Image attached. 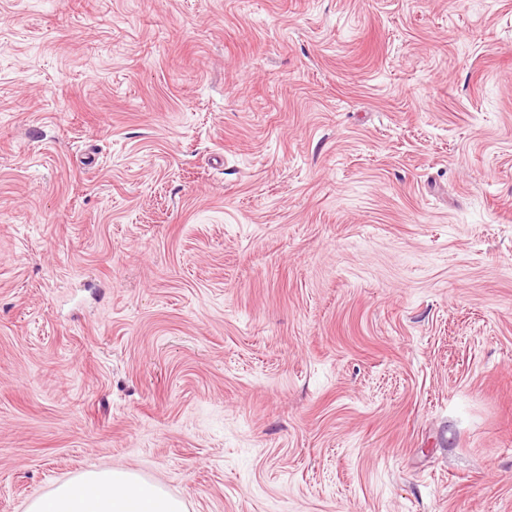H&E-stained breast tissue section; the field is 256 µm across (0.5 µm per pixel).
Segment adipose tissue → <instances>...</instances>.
<instances>
[{"instance_id": "adipose-tissue-1", "label": "adipose tissue", "mask_w": 512, "mask_h": 512, "mask_svg": "<svg viewBox=\"0 0 512 512\" xmlns=\"http://www.w3.org/2000/svg\"><path fill=\"white\" fill-rule=\"evenodd\" d=\"M27 512H186V506L136 473L102 468L58 485Z\"/></svg>"}]
</instances>
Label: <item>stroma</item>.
Masks as SVG:
<instances>
[{
    "mask_svg": "<svg viewBox=\"0 0 512 512\" xmlns=\"http://www.w3.org/2000/svg\"><path fill=\"white\" fill-rule=\"evenodd\" d=\"M512 512V0H0V512ZM27 512H186V506L136 473L102 468L58 485Z\"/></svg>",
    "mask_w": 512,
    "mask_h": 512,
    "instance_id": "obj_1",
    "label": "stroma"
}]
</instances>
